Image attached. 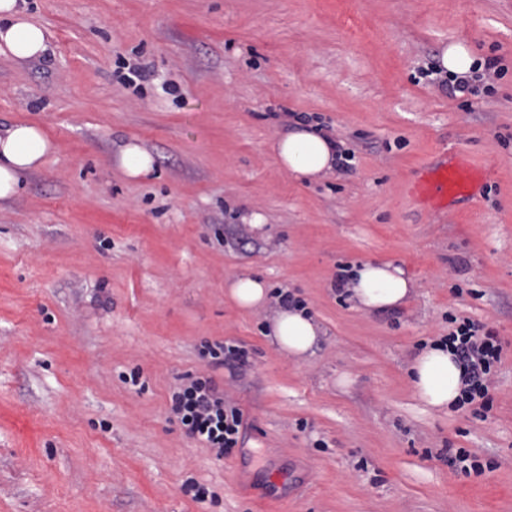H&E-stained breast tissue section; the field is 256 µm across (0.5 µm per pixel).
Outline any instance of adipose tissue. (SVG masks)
<instances>
[{
	"label": "adipose tissue",
	"mask_w": 512,
	"mask_h": 512,
	"mask_svg": "<svg viewBox=\"0 0 512 512\" xmlns=\"http://www.w3.org/2000/svg\"><path fill=\"white\" fill-rule=\"evenodd\" d=\"M47 50L45 31L30 19L25 0H0V55L22 65L41 58ZM53 149L37 126H0V204L19 194L25 176L37 171ZM274 151L280 165L298 179L321 180L336 171L335 140L311 124L296 123L276 141ZM344 273L350 301L369 312L401 306L414 287L403 269L390 262L361 261L345 268ZM228 288L241 309L271 307L268 329L273 343L293 359L305 358L320 332L306 308L282 304L267 281L248 271L232 276ZM409 372L416 394L429 406L446 409L460 396L461 369L440 343L425 345L413 358Z\"/></svg>",
	"instance_id": "1"
}]
</instances>
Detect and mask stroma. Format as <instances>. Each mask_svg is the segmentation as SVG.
Listing matches in <instances>:
<instances>
[{
  "label": "stroma",
  "mask_w": 512,
  "mask_h": 512,
  "mask_svg": "<svg viewBox=\"0 0 512 512\" xmlns=\"http://www.w3.org/2000/svg\"><path fill=\"white\" fill-rule=\"evenodd\" d=\"M49 49L0 55V124L55 145L0 208V512H512V0H27ZM498 70L449 95L444 47ZM317 118L349 157L318 182L272 142ZM134 142L147 178L117 167ZM489 170L434 213L411 193L442 149ZM264 216L262 230L239 216ZM392 261L396 309L339 268ZM248 269L321 327L306 359L227 279ZM468 318L502 341L491 407L415 393L418 349ZM235 342L245 367L212 366ZM212 377L243 412L218 460L170 412ZM462 448L485 466L450 464ZM209 491L193 496L191 484ZM118 168L129 178H139L153 171L152 155L134 142L122 145L118 154ZM342 272L348 299L369 312L401 306L414 289L403 269L391 262L361 261ZM202 359H208V363L214 365H229L242 367L249 362L248 351L233 343L215 342L207 343L200 351Z\"/></svg>",
  "instance_id": "1"
}]
</instances>
